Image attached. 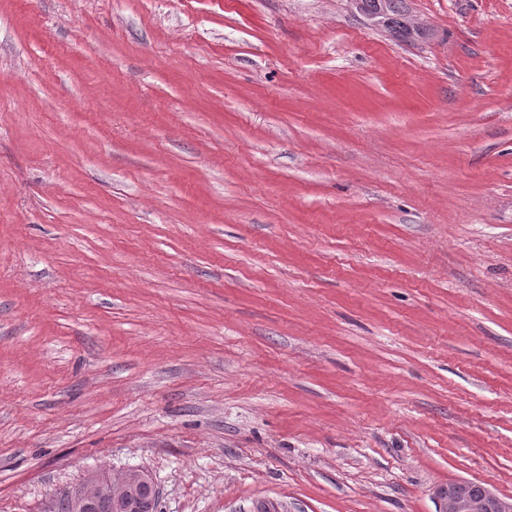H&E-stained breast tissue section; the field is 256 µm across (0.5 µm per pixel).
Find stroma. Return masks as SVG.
I'll use <instances>...</instances> for the list:
<instances>
[{
	"instance_id": "1",
	"label": "stroma",
	"mask_w": 512,
	"mask_h": 512,
	"mask_svg": "<svg viewBox=\"0 0 512 512\" xmlns=\"http://www.w3.org/2000/svg\"><path fill=\"white\" fill-rule=\"evenodd\" d=\"M0 0V512L512 498V0ZM356 9L362 4V13L371 21H378L395 37L411 40L420 37L418 32L409 28V9L406 0H350ZM145 471L137 468L127 469L118 477L112 478V484L109 488V495L112 503L103 500L99 504L98 512H115L112 510V504L116 508H123L134 500L152 501L158 495V490L153 482H147L144 479ZM146 497V498H143ZM96 500L94 489L87 488L82 492L81 487L76 485L61 501L65 512H95Z\"/></svg>"
}]
</instances>
